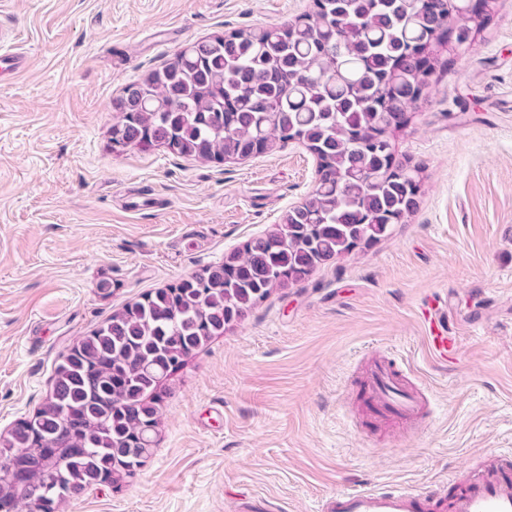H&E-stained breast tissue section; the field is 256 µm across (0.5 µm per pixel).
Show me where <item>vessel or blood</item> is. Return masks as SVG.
Returning a JSON list of instances; mask_svg holds the SVG:
<instances>
[{"label":"vessel or blood","instance_id":"1","mask_svg":"<svg viewBox=\"0 0 512 512\" xmlns=\"http://www.w3.org/2000/svg\"><path fill=\"white\" fill-rule=\"evenodd\" d=\"M430 355L445 361L456 349L446 327L443 304L426 300L422 309ZM364 399L375 413L410 425L422 414L418 393L410 391L386 355L371 359L360 380ZM318 512H512V450L486 452L483 464L453 488L421 494L408 487L339 490L321 498Z\"/></svg>","mask_w":512,"mask_h":512}]
</instances>
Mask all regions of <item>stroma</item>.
<instances>
[{"instance_id":"35a3bbf8","label":"stroma","mask_w":512,"mask_h":512,"mask_svg":"<svg viewBox=\"0 0 512 512\" xmlns=\"http://www.w3.org/2000/svg\"><path fill=\"white\" fill-rule=\"evenodd\" d=\"M312 0H0L26 56L0 72V437L114 311L283 223L316 157L298 142L217 164L113 151L112 101L188 44L283 27ZM398 133L421 170L392 234L273 288L167 381L157 445L123 489L63 512H317L340 489L460 479L512 448V0L442 52ZM108 283L100 291V283ZM439 294L453 362L425 345ZM394 356L422 428L367 427L355 385Z\"/></svg>"}]
</instances>
